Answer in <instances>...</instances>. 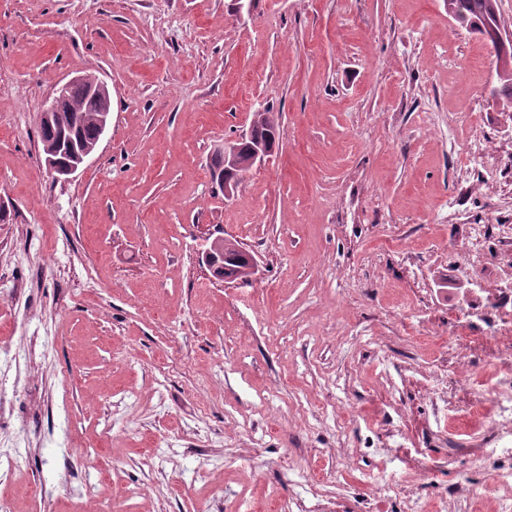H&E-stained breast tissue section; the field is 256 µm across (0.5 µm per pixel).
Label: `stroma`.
<instances>
[{
  "label": "stroma",
  "instance_id": "stroma-1",
  "mask_svg": "<svg viewBox=\"0 0 512 512\" xmlns=\"http://www.w3.org/2000/svg\"><path fill=\"white\" fill-rule=\"evenodd\" d=\"M496 66L446 0H0V336L21 361L0 458L28 459L0 498L89 512L103 476L112 512H432L484 436L466 390L428 396L448 321L512 275L457 271L448 222L512 213ZM78 74L112 120L58 181L37 117ZM266 107L276 153L225 198L209 158ZM211 235L255 254L250 283L199 264Z\"/></svg>",
  "mask_w": 512,
  "mask_h": 512
}]
</instances>
